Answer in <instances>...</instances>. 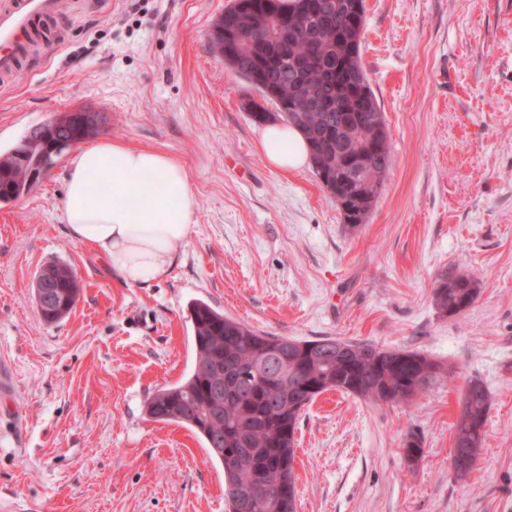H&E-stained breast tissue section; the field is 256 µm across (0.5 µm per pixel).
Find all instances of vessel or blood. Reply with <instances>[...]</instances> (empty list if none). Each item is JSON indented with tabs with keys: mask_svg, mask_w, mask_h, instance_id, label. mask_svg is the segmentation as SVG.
<instances>
[{
	"mask_svg": "<svg viewBox=\"0 0 512 512\" xmlns=\"http://www.w3.org/2000/svg\"><path fill=\"white\" fill-rule=\"evenodd\" d=\"M64 7V0H0V82L11 81L41 45L45 24Z\"/></svg>",
	"mask_w": 512,
	"mask_h": 512,
	"instance_id": "1",
	"label": "vessel or blood"
}]
</instances>
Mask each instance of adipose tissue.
Returning <instances> with one entry per match:
<instances>
[{
	"label": "adipose tissue",
	"instance_id": "obj_1",
	"mask_svg": "<svg viewBox=\"0 0 512 512\" xmlns=\"http://www.w3.org/2000/svg\"><path fill=\"white\" fill-rule=\"evenodd\" d=\"M262 144L275 167L297 169L310 162L308 145L295 127L267 125ZM197 206L180 161L117 142L79 149L62 202L71 237L89 245L129 285L167 276L192 230Z\"/></svg>",
	"mask_w": 512,
	"mask_h": 512
}]
</instances>
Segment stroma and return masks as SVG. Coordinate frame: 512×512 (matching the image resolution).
<instances>
[{
	"instance_id": "35a3bbf8",
	"label": "stroma",
	"mask_w": 512,
	"mask_h": 512,
	"mask_svg": "<svg viewBox=\"0 0 512 512\" xmlns=\"http://www.w3.org/2000/svg\"><path fill=\"white\" fill-rule=\"evenodd\" d=\"M231 0H76L58 42L0 86V156L67 110L97 140L177 158L198 200L168 276L120 281L62 219L67 150L0 203V501L25 512H225L224 471L186 426L145 413L193 364L201 300L264 336L341 338L453 366L409 406L336 391L302 414L298 512H512V0H365L361 61L392 167L349 227L312 167L266 160L258 93L208 34ZM69 265L81 294L45 322L33 281ZM479 282L441 314L439 274ZM492 396L471 472L451 463L469 379ZM424 439L417 464L405 438Z\"/></svg>"
}]
</instances>
